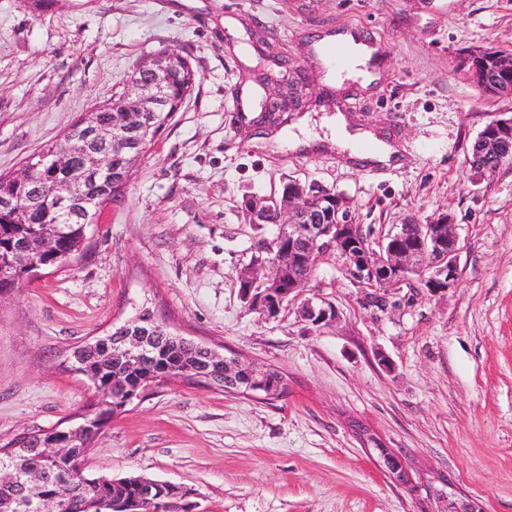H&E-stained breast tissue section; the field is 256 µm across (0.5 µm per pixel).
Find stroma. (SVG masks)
Here are the masks:
<instances>
[{"label": "stroma", "mask_w": 512, "mask_h": 512, "mask_svg": "<svg viewBox=\"0 0 512 512\" xmlns=\"http://www.w3.org/2000/svg\"><path fill=\"white\" fill-rule=\"evenodd\" d=\"M344 32L377 48L369 85L326 82L314 40ZM483 49L512 55V0H0L2 174L60 146L144 59L172 51L199 73L82 253L0 300V436L71 425L94 391L67 355L145 308L175 335L279 370L286 390L170 379L112 417L89 472L179 484L196 512H432L422 486L443 475L484 512H512V159L482 178L469 165L482 129L512 117V94L473 82ZM269 95L301 107L266 119ZM338 112L391 140L400 165L290 147L298 114L318 133ZM290 180L342 196L374 244L448 216L456 285L433 294L412 279L380 311L329 251L278 317L248 307L239 279L263 272L276 228L251 223L245 202ZM308 299L335 320L305 322ZM355 421L405 458L418 492Z\"/></svg>", "instance_id": "35a3bbf8"}]
</instances>
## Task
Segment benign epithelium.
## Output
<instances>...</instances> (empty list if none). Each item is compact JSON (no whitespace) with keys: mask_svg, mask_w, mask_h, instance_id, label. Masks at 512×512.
<instances>
[{"mask_svg":"<svg viewBox=\"0 0 512 512\" xmlns=\"http://www.w3.org/2000/svg\"><path fill=\"white\" fill-rule=\"evenodd\" d=\"M170 55L171 52L162 51L128 76L124 95L129 104L123 117L112 127L104 128L95 119L85 118L75 135H66L65 145L57 149L53 159L55 168L63 172L64 179L36 200L46 209L47 215L72 216L79 213L83 215L84 223L93 222L96 197L84 189L85 178L91 171L103 177L109 175L117 154L126 145L128 132L132 129L142 134L150 131L155 114L168 111L166 91L172 66ZM508 132L512 133V117L494 121L476 142L478 152H486L493 142L500 148L505 147L501 138ZM331 199L336 201V209L330 224L323 215L315 212L314 194L305 189L289 191L272 202H255L258 208L274 205L279 216V231L276 249L270 250L273 258L269 260L268 273L263 280H258L252 272L241 277L249 306L270 318L276 317L284 301L302 290L308 282V279L297 275L298 268L315 267L314 259L331 250L344 260L356 282L373 289L367 294V301L372 305H385L389 291L408 281L412 275L421 273L423 268L429 270V276L423 279V285L429 291L440 293L455 285L458 280L455 261L457 235L455 225L448 217L419 225L422 240L416 246L389 247L380 242L375 250L359 235L361 225L348 222L339 196L333 195ZM63 232L62 224H44L38 237L20 241L8 256L0 260V300L18 288L10 282L11 267L19 263L28 275H37L45 265L30 259V256L42 252ZM422 261L426 262L423 268L419 266ZM301 316L317 326L336 318V311L309 300L302 305ZM112 341V365L118 370V374L112 376V382L120 386H127V373L146 362L160 360L152 337L134 321L117 328V335L112 337ZM210 353L214 360L223 363L228 387L267 399L282 392V389L268 384L267 366L226 358L213 349ZM89 430L90 418L86 416L75 427H55L58 457L64 459L68 469L86 471L89 454L77 455L72 448L83 440ZM27 478L35 486L44 484V493L12 499L3 504L5 512H59L60 505L72 497L67 477L52 479L34 471ZM426 492L438 503V512H482L477 501L459 497L443 488L429 485ZM184 496L185 492L177 485L162 481L144 482L140 485L139 495L126 504V512H144L145 508L155 505L158 512H173V507Z\"/></svg>","mask_w":512,"mask_h":512,"instance_id":"benign-epithelium-1","label":"benign epithelium"}]
</instances>
